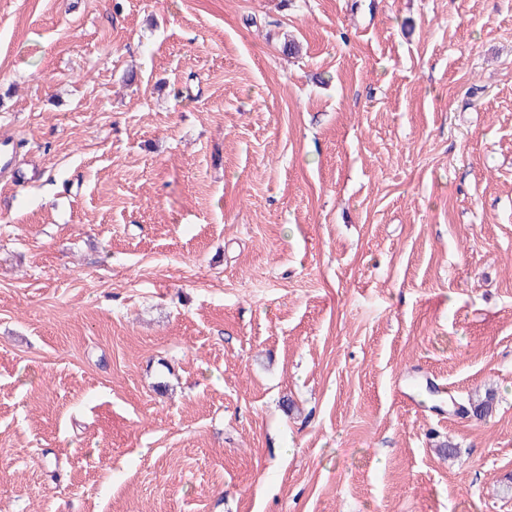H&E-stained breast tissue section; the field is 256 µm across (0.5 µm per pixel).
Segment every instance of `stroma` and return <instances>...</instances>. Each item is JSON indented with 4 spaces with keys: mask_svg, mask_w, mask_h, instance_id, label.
<instances>
[{
    "mask_svg": "<svg viewBox=\"0 0 512 512\" xmlns=\"http://www.w3.org/2000/svg\"><path fill=\"white\" fill-rule=\"evenodd\" d=\"M2 139L0 512H512V0H0Z\"/></svg>",
    "mask_w": 512,
    "mask_h": 512,
    "instance_id": "1",
    "label": "stroma"
}]
</instances>
